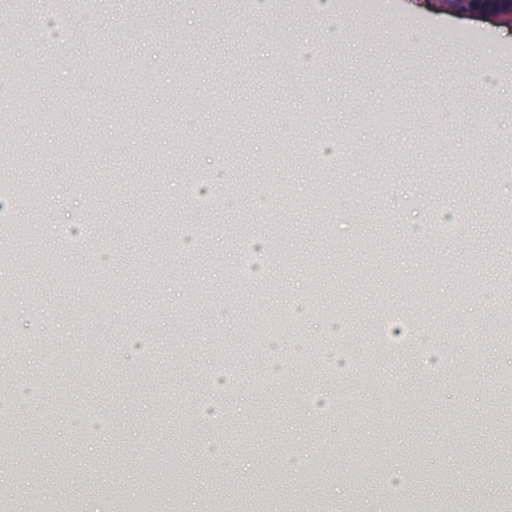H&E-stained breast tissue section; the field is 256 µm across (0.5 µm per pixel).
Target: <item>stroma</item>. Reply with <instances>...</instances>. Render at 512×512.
Masks as SVG:
<instances>
[{"label": "stroma", "mask_w": 512, "mask_h": 512, "mask_svg": "<svg viewBox=\"0 0 512 512\" xmlns=\"http://www.w3.org/2000/svg\"><path fill=\"white\" fill-rule=\"evenodd\" d=\"M98 0L71 6V36L14 43L15 70L50 72L27 89L0 87V165L20 207L39 222L30 237L0 226V266L12 301L0 316V416L35 418L33 476L51 485L74 458L120 478L72 492L79 512L148 502L151 512H197L226 467L251 484L271 468L280 494L257 490L241 512H383V470L420 464L428 475L395 501L448 512L512 503L496 460L512 432L495 410L512 403V318L497 272L512 261L496 200L512 165V21L462 15L445 0ZM494 76L493 87L474 73ZM405 122L378 129L391 107ZM305 114L302 125L283 115ZM327 138L336 167L305 156ZM203 167L233 185V208L197 210L182 180ZM298 197L323 188L325 216L255 203L275 187ZM465 209L473 223L452 238H415L405 227L433 208ZM82 215L92 240L77 253L53 225ZM194 235L185 249L182 241ZM262 235V281L233 278L234 242ZM223 294H215V287ZM306 302L298 325L274 338L243 334L254 308ZM440 334L447 371L428 377L412 352L384 353L388 313ZM347 327L338 341L334 323ZM152 354H124L129 329ZM291 353L284 378L267 377V343ZM344 343L357 370L338 378L319 359ZM120 354L112 363V354ZM232 363L239 384L212 434L186 427L209 392L205 370ZM335 405L303 414L305 395ZM111 425L87 438L84 415ZM228 463L194 469L205 438ZM0 459V501L12 512H56V498H25L32 476Z\"/></svg>", "instance_id": "stroma-1"}]
</instances>
